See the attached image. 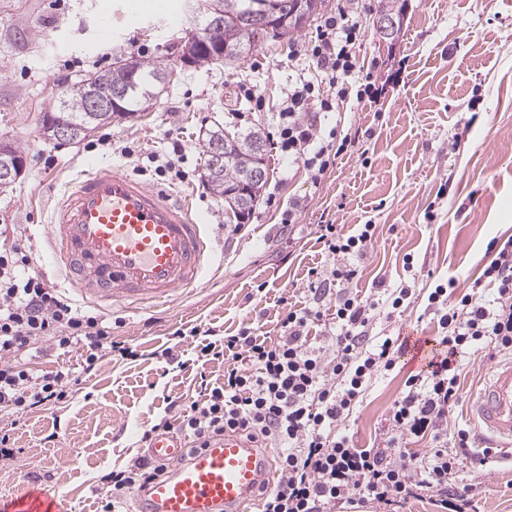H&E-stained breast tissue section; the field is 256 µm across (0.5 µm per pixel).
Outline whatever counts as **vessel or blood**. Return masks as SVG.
<instances>
[{
	"instance_id": "vessel-or-blood-1",
	"label": "vessel or blood",
	"mask_w": 512,
	"mask_h": 512,
	"mask_svg": "<svg viewBox=\"0 0 512 512\" xmlns=\"http://www.w3.org/2000/svg\"><path fill=\"white\" fill-rule=\"evenodd\" d=\"M54 267L83 300L160 303L199 281L211 241L190 197L148 185L116 167L90 162L57 202L47 227ZM491 436L512 445V360L499 363L472 402ZM150 456L170 467L134 502L135 512H244L270 481L274 464L235 436L188 453L182 436L153 439ZM46 486L27 483L0 499V512H60Z\"/></svg>"
}]
</instances>
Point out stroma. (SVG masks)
Wrapping results in <instances>:
<instances>
[{
	"label": "stroma",
	"instance_id": "stroma-1",
	"mask_svg": "<svg viewBox=\"0 0 512 512\" xmlns=\"http://www.w3.org/2000/svg\"><path fill=\"white\" fill-rule=\"evenodd\" d=\"M403 14L398 38L376 28L382 4ZM133 0H0V142L25 151L22 176L0 192V225L24 227L40 249V265L57 288L64 277L50 263L46 226L56 200L86 162L117 166L145 183L194 191L223 257L207 264L195 287L157 308L110 309L112 334L138 356H104L64 403L22 417L0 411V431L19 447L0 461V496L37 480L60 496L64 512H99L102 472L143 455V429L171 401L197 395L201 378L220 383L224 365L198 366L202 325L230 336L246 327L276 336L277 322L301 304L308 272L327 265L317 241L320 224L343 232L372 224L375 239L355 263L351 286L419 291L405 313L378 317L377 332L428 338L438 333L426 296L438 284L470 292L497 243L512 238V0H372L363 18L360 64L381 86L374 102L350 101L323 114L325 128L355 129L358 142L333 160L319 185L303 164H289L277 135L278 104L307 62L289 58V43H262L233 63L185 68L163 50L192 28L196 0H173L172 28L159 19L129 23ZM122 49L156 60L171 72L164 91L136 117L101 127L78 144H53L42 117L65 84L112 64ZM261 130L271 148L270 177L244 222L227 218L224 201L203 180L199 136L216 123ZM184 148L187 179L158 169L174 143ZM295 222L282 218L294 201ZM479 352L463 357L459 403L449 428H477L471 400L502 362ZM404 360L379 376L347 426L361 448L382 442L384 417L415 370ZM460 481L474 485V512H512V459L492 450L479 467L464 463Z\"/></svg>",
	"mask_w": 512,
	"mask_h": 512
}]
</instances>
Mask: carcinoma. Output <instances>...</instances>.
Instances as JSON below:
<instances>
[{
	"mask_svg": "<svg viewBox=\"0 0 512 512\" xmlns=\"http://www.w3.org/2000/svg\"><path fill=\"white\" fill-rule=\"evenodd\" d=\"M217 3L224 11V23L216 33L218 44L224 48V62L241 60L256 47L258 39L267 37L265 29L249 24L245 16L256 13L272 22L290 16L299 6V0H205ZM127 63L146 79L138 95L125 104V111L108 114L88 112V86L85 80L72 83L57 98L44 116L42 136L48 141L56 140L55 127L69 126L73 131L72 143L78 144L96 131L114 121L134 117L141 111V102L158 94L159 87L166 84L169 72L150 59L138 58L118 50L113 56L112 66L92 77L94 84L103 92L116 80L118 64ZM216 141L224 142V163L217 168L211 166V147ZM204 176L208 188L218 197L224 198L225 213L237 219L250 215L258 203L267 180L248 181V175L257 166L268 168L266 139L259 131L241 133L217 124L205 132L202 138Z\"/></svg>",
	"mask_w": 512,
	"mask_h": 512,
	"instance_id": "1",
	"label": "carcinoma"
}]
</instances>
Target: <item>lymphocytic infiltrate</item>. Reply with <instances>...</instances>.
<instances>
[{
    "label": "lymphocytic infiltrate",
    "mask_w": 512,
    "mask_h": 512,
    "mask_svg": "<svg viewBox=\"0 0 512 512\" xmlns=\"http://www.w3.org/2000/svg\"><path fill=\"white\" fill-rule=\"evenodd\" d=\"M364 8L363 0H346L310 40L290 46L291 55L306 56L309 66L280 100L281 150L289 162L304 165L315 185L338 136L337 129L323 130L321 113L349 96L378 94L355 87ZM374 231L371 224L352 234L319 225L317 240L330 263L312 271L307 304L288 310L272 340L248 328L217 339L203 332L199 353L208 361L223 360V383L201 381L197 398L176 405L175 417L144 429L142 443L176 428L193 450L227 434L271 450L274 478L261 491L256 512H334L345 502L397 512L420 491L436 497L444 512H467L473 488L453 478L473 434L468 428L449 431L448 415L460 400L462 357L483 348L512 354V240L499 247L481 276L495 288L494 300L477 291L454 298L441 284L428 294L441 334L431 339L424 366L408 376L387 411L382 446L359 448L343 426L375 377L392 370L410 348L408 337L375 335V319L408 308L414 297L406 286L379 298L349 291L356 275L352 261L364 256ZM315 322L323 330L314 341L309 327ZM72 347L81 348L87 373L103 351L125 359L136 355L113 338L108 316L81 309L55 288L26 235L11 233L0 248V408L18 415L66 402L77 383L71 371L37 373L27 360ZM408 435L430 437L433 446L420 454L402 451ZM166 473L143 456L104 473L99 488L106 512Z\"/></svg>",
    "instance_id": "lymphocytic-infiltrate-1"
}]
</instances>
